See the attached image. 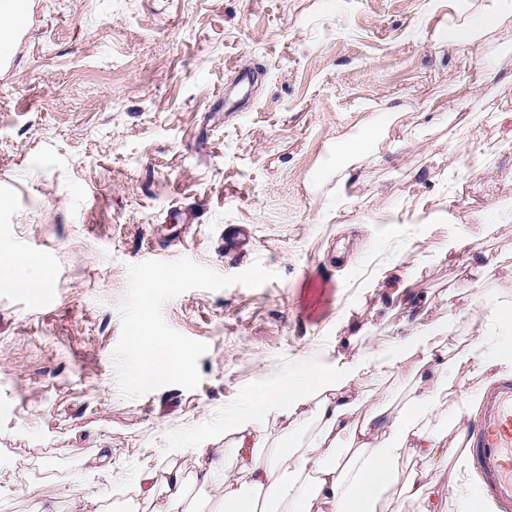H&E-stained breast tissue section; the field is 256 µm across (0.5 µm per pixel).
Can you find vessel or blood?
<instances>
[{"instance_id": "vessel-or-blood-1", "label": "vessel or blood", "mask_w": 512, "mask_h": 512, "mask_svg": "<svg viewBox=\"0 0 512 512\" xmlns=\"http://www.w3.org/2000/svg\"><path fill=\"white\" fill-rule=\"evenodd\" d=\"M465 447L482 475L485 492L502 512H512V379L498 381L487 396L478 428Z\"/></svg>"}]
</instances>
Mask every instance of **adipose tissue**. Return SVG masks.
<instances>
[{
  "label": "adipose tissue",
  "mask_w": 512,
  "mask_h": 512,
  "mask_svg": "<svg viewBox=\"0 0 512 512\" xmlns=\"http://www.w3.org/2000/svg\"><path fill=\"white\" fill-rule=\"evenodd\" d=\"M512 21V0H473L470 9L449 17L441 43L454 50H479L481 41ZM52 276L31 257L0 246V288L32 298L42 296ZM474 337L462 348L442 351L456 314L430 319L417 312L411 330L384 347L366 344L332 365H313L254 390L244 400L248 413L232 433L229 448H214L201 437L193 450V479L181 469L164 475L143 471L137 491L152 501V512H182L189 485L211 494L214 512H401V499L418 512H479L474 488L440 483L434 466H447L445 438L430 421L450 406L449 427L465 420L480 392L512 372V284L475 297L467 312ZM408 376L411 389L398 410L385 395L353 397L354 382L366 375ZM310 413L318 438L309 447L268 443L265 419L271 411ZM423 464L420 475L398 483L410 457Z\"/></svg>",
  "instance_id": "1"
}]
</instances>
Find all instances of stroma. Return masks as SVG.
I'll return each instance as SVG.
<instances>
[{
	"label": "stroma",
	"mask_w": 512,
	"mask_h": 512,
	"mask_svg": "<svg viewBox=\"0 0 512 512\" xmlns=\"http://www.w3.org/2000/svg\"><path fill=\"white\" fill-rule=\"evenodd\" d=\"M463 6L28 0L0 69V245L54 278L37 299L0 288V512H74L102 456L105 512H151L140 472H191L250 392L407 334L393 286L436 316L486 256L484 290L512 281V24L452 52L437 37ZM387 111L373 162L343 160ZM452 227L473 240L453 259ZM181 257L278 277L165 303L209 346L201 382L123 398L127 267Z\"/></svg>",
	"instance_id": "obj_1"
}]
</instances>
